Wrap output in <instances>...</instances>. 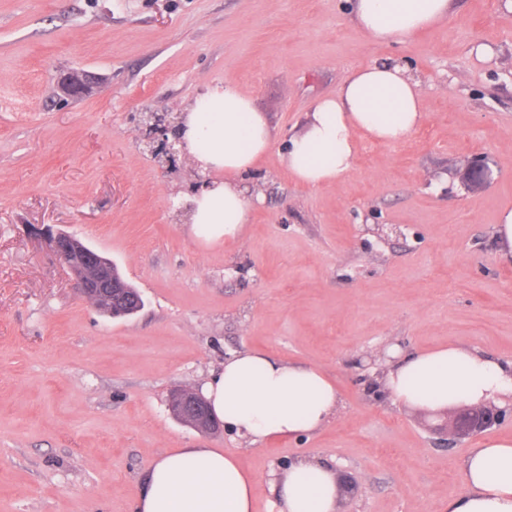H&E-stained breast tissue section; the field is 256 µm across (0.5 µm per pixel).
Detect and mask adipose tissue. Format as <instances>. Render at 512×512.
<instances>
[{
	"label": "adipose tissue",
	"mask_w": 512,
	"mask_h": 512,
	"mask_svg": "<svg viewBox=\"0 0 512 512\" xmlns=\"http://www.w3.org/2000/svg\"><path fill=\"white\" fill-rule=\"evenodd\" d=\"M359 30L377 42H399L443 20L452 0H352ZM418 81L398 64L353 71L336 96L315 100L302 130L288 142L282 163L297 181L318 187L354 168L357 140L397 143L424 120ZM180 137L208 187L177 198L189 233L213 246L239 238L248 221L250 189L241 177L270 151L267 115L231 83L208 87L181 117ZM396 402L423 410L479 406L512 397V361L448 345L388 364L380 378ZM202 393L213 414L238 436L260 442L298 437L324 426L342 405L320 369L265 353L230 354ZM270 483L284 512H340L336 474L300 459ZM464 490L448 512H512V443L491 440L463 466ZM255 479L234 454L220 448H178L152 466L135 512H254Z\"/></svg>",
	"instance_id": "adipose-tissue-1"
}]
</instances>
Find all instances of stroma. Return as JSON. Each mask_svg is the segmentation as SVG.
I'll list each match as a JSON object with an SVG mask.
<instances>
[{"mask_svg":"<svg viewBox=\"0 0 512 512\" xmlns=\"http://www.w3.org/2000/svg\"><path fill=\"white\" fill-rule=\"evenodd\" d=\"M374 64L405 66L427 117L397 144L360 138L353 170L304 187L281 164L311 103ZM91 72L62 104L53 74ZM231 82L266 112L274 148L247 176L241 238L206 246L175 198L203 175L158 163L146 112L177 117ZM485 161L471 192L456 171ZM512 207V0H453L445 21L386 44L347 0H0V512H133L175 448L235 454L256 512H279L271 473L305 457L336 472L344 512H445L462 464L512 420L435 446L427 412L377 395L378 351L452 342L512 360V264L493 234ZM101 251L143 296L100 314L34 227ZM320 368L342 409L316 432L254 443L175 420L233 352Z\"/></svg>","mask_w":512,"mask_h":512,"instance_id":"obj_1","label":"stroma"}]
</instances>
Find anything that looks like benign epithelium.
I'll return each instance as SVG.
<instances>
[{"mask_svg":"<svg viewBox=\"0 0 512 512\" xmlns=\"http://www.w3.org/2000/svg\"><path fill=\"white\" fill-rule=\"evenodd\" d=\"M53 84L59 100L67 102L89 93L91 77L84 72H68L54 77ZM145 136L153 152L171 160L184 150L176 128L163 114L152 113L147 117ZM458 177L467 189L477 191L489 182L491 171L482 161L469 160L459 170ZM44 235L59 260L71 270L77 293L91 301L99 312L112 317L126 314V309L135 304L141 305L136 295L113 279L111 259L70 234L48 227ZM168 410L174 419L202 434L219 432V423L197 390L180 388L171 392ZM509 416L512 417V406L501 408L489 402L479 407H465L448 419V435L458 441L500 425Z\"/></svg>","mask_w":512,"mask_h":512,"instance_id":"1","label":"benign epithelium"}]
</instances>
